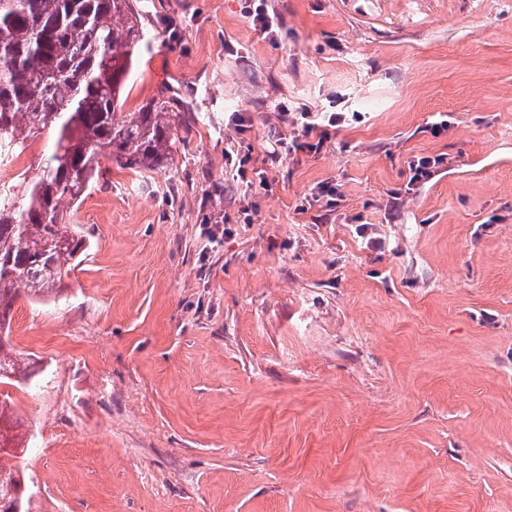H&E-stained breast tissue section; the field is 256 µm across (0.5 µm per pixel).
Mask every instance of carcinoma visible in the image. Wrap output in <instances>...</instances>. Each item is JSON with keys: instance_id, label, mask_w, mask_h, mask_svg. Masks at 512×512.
<instances>
[{"instance_id": "1", "label": "carcinoma", "mask_w": 512, "mask_h": 512, "mask_svg": "<svg viewBox=\"0 0 512 512\" xmlns=\"http://www.w3.org/2000/svg\"><path fill=\"white\" fill-rule=\"evenodd\" d=\"M136 0H0V163L20 158L43 132L52 154L32 179L0 182V334L21 294H60L90 249L72 225L100 159L121 169L156 170L172 160V113L182 102L166 88L132 112L123 107L133 54L145 37ZM31 364L0 341V382L25 380ZM0 400V453L22 451L20 419ZM19 471L0 463V502L12 499Z\"/></svg>"}]
</instances>
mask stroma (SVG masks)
Returning a JSON list of instances; mask_svg holds the SVG:
<instances>
[{"mask_svg":"<svg viewBox=\"0 0 512 512\" xmlns=\"http://www.w3.org/2000/svg\"><path fill=\"white\" fill-rule=\"evenodd\" d=\"M138 3L124 109H190L13 308L28 512H512V0H269L274 43L242 0ZM284 106L348 118L273 164ZM322 181L339 207L299 210ZM446 163L444 154L417 156L409 163V182L408 191L412 189L410 186H416L428 180L439 168Z\"/></svg>","mask_w":512,"mask_h":512,"instance_id":"1","label":"stroma"}]
</instances>
